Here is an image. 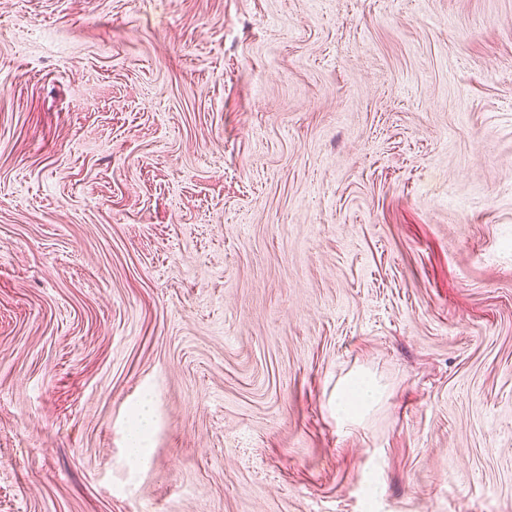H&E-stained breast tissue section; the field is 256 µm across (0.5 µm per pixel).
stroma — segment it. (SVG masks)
I'll return each mask as SVG.
<instances>
[{
    "label": "stroma",
    "instance_id": "stroma-1",
    "mask_svg": "<svg viewBox=\"0 0 512 512\" xmlns=\"http://www.w3.org/2000/svg\"><path fill=\"white\" fill-rule=\"evenodd\" d=\"M0 512H512V0H0ZM378 389L371 379L358 375L346 381L336 394V417L342 423H356L362 409L377 399Z\"/></svg>",
    "mask_w": 512,
    "mask_h": 512
}]
</instances>
